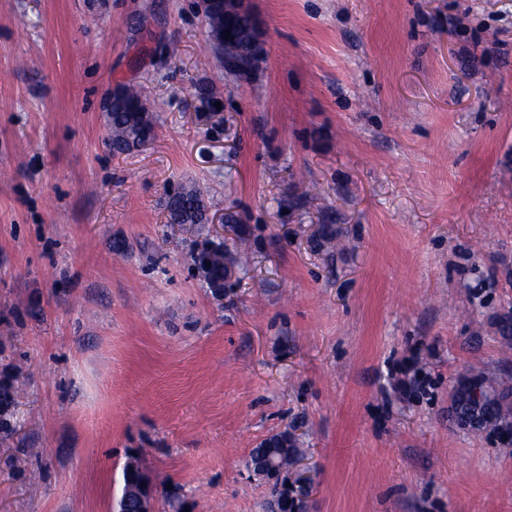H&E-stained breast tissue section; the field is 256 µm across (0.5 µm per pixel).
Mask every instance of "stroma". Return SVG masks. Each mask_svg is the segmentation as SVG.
Segmentation results:
<instances>
[{
  "mask_svg": "<svg viewBox=\"0 0 512 512\" xmlns=\"http://www.w3.org/2000/svg\"><path fill=\"white\" fill-rule=\"evenodd\" d=\"M0 0V512H114L128 456L188 512H266L295 430L309 512H512V0ZM145 85L154 137L104 103ZM195 186L207 223H169ZM235 263L223 297L203 239ZM217 23L222 30L224 48H216L219 54L229 55L239 61V72H245L250 69L254 60L261 52L256 36L255 16L244 9L241 13L235 14L231 18L224 17V8L221 10L215 4L208 6V16ZM230 30V40H225V34ZM112 95L104 107L108 113L112 102L109 128L112 150L130 151L144 144L152 134V122L144 104L147 94L142 87L124 86L116 88ZM272 439L269 437L268 439L261 442L256 448H253L249 459L246 462V467L251 470L259 469V462H262V467H264L268 461L275 457V464L282 469V472L288 474V468L292 465V458L304 452L303 448H294V442L291 441L288 447H273ZM272 448L275 451H281V453H272ZM273 465V466H274Z\"/></svg>",
  "mask_w": 512,
  "mask_h": 512,
  "instance_id": "stroma-1",
  "label": "stroma"
}]
</instances>
